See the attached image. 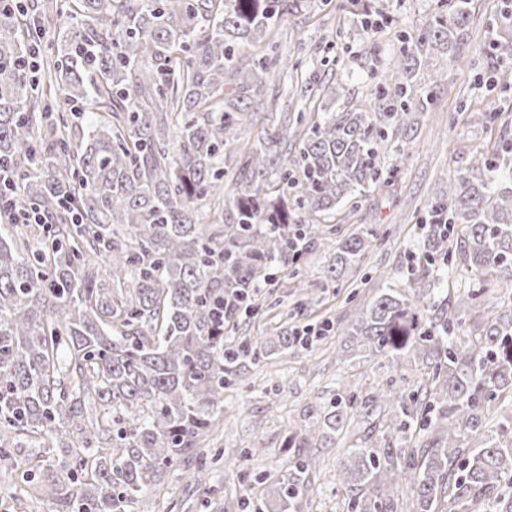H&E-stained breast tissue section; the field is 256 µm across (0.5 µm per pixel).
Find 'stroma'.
<instances>
[{
    "mask_svg": "<svg viewBox=\"0 0 512 512\" xmlns=\"http://www.w3.org/2000/svg\"><path fill=\"white\" fill-rule=\"evenodd\" d=\"M308 2L309 11L287 18L274 37L276 55L292 64L279 96H289L294 85L314 77L340 86L337 105L364 98L371 74L381 72L387 64L392 48L390 31L380 29L365 35L356 20L340 12L333 2ZM501 3L471 0L470 37L464 58L454 60L441 53L421 66L416 86L432 88L433 106L427 112L409 113L412 130L404 147L393 142L381 145V166L390 167L394 157L402 159L390 185L359 195L354 208H341L326 219L324 234L312 246L301 273L294 276L282 271L275 283L256 296L264 315L242 319L232 331L235 339L272 336L303 325L324 333L311 349L298 348L246 365L241 387L225 393L224 412L212 445L229 456L249 449L252 458L247 469L225 465L211 468L198 485L188 483L184 468L172 470L161 485L142 491L145 512H259L263 490L256 475H287L286 435L303 432L312 416L326 410L342 388L352 389L364 399L389 384L411 390L422 380L424 370L416 362L400 371L360 354L338 365L335 354L346 340L347 325L356 307L366 306L390 285V272L400 267L406 255L423 249L427 205L445 190L449 163L466 166L472 152H489L501 140H512V88L488 90L478 69L467 61L474 47L496 32ZM294 28L311 43L312 60L297 62L288 40ZM334 32L341 35L337 61L332 66L321 65L323 41ZM439 68L446 69L448 77L439 86H431L429 76ZM491 108L498 113L492 123L486 119ZM370 230L375 232L377 244L366 250L359 268L329 280L326 271L338 245ZM361 428V422H353L326 446L313 449L317 465L307 473L300 512H348V488L339 476L345 451L356 445ZM0 512L48 510L32 495L27 483L4 471L0 473Z\"/></svg>",
    "mask_w": 512,
    "mask_h": 512,
    "instance_id": "stroma-1",
    "label": "stroma"
}]
</instances>
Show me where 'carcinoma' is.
Masks as SVG:
<instances>
[{"instance_id":"cac0c4a2","label":"carcinoma","mask_w":512,"mask_h":512,"mask_svg":"<svg viewBox=\"0 0 512 512\" xmlns=\"http://www.w3.org/2000/svg\"><path fill=\"white\" fill-rule=\"evenodd\" d=\"M53 0L30 16L0 10V196L45 224L0 227V468L19 471L50 512H130L203 441L224 412L239 364L284 352L298 337L226 339L272 270L298 264L321 218L369 191L399 165L378 144L405 142L404 116L423 112L414 73L435 53L467 44L470 0H435L416 33L400 31L365 98L339 111L298 112V154L274 166L288 135L267 131L238 160L229 223L202 224L224 199L225 148L251 137L252 108L280 58L242 47L278 30L306 0ZM366 25L369 0H339ZM505 31L482 49L490 86L512 85V4ZM56 40L42 45L46 33ZM49 73L39 89V60ZM512 141L448 170L430 206L427 252L410 256L404 287L386 288L347 325L352 349L394 368L418 360L425 380L374 400L383 444L352 449L341 472L350 512H512V427L489 434L512 398V307L484 294L512 284ZM281 186H276V183ZM460 232L450 245L454 231ZM371 238L338 247L328 274L359 267ZM482 287L466 292L484 316L477 336L448 299L427 303L438 263ZM375 406L343 391L323 421L288 447L308 448ZM433 436L406 448L407 431ZM316 460L293 455L288 477L264 475L265 512L298 504Z\"/></svg>"}]
</instances>
